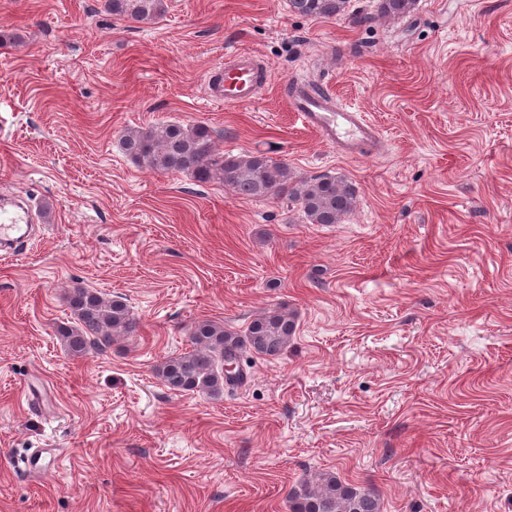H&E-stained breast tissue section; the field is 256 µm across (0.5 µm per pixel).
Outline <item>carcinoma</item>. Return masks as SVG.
<instances>
[{
  "label": "carcinoma",
  "instance_id": "cac0c4a2",
  "mask_svg": "<svg viewBox=\"0 0 512 512\" xmlns=\"http://www.w3.org/2000/svg\"><path fill=\"white\" fill-rule=\"evenodd\" d=\"M116 18L149 22L160 15L164 0H103ZM348 0H289L291 9L310 18L335 17ZM121 151L140 167L159 173H188L202 184L220 183L243 197L285 196L300 206L311 224H338L356 203L353 185L343 177L297 178L288 165L267 153L241 156L217 152L213 131L204 124L168 123L131 130L120 136ZM67 301L79 327L62 332L74 357L92 348L104 349L118 338L138 334L140 323L121 299L107 298L83 287L70 290ZM296 331L292 314L274 310L258 315L241 333L224 324L201 320L189 331L190 350L166 358L158 368L165 386L176 394L201 393L220 398L242 386L247 375L224 372V363L240 362L247 352L280 355ZM290 512H383L382 502L370 490L354 487L331 473L303 482L289 495Z\"/></svg>",
  "mask_w": 512,
  "mask_h": 512
}]
</instances>
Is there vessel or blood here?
Returning a JSON list of instances; mask_svg holds the SVG:
<instances>
[{
	"mask_svg": "<svg viewBox=\"0 0 512 512\" xmlns=\"http://www.w3.org/2000/svg\"><path fill=\"white\" fill-rule=\"evenodd\" d=\"M272 78L269 66L256 56L237 53L224 67L207 75L208 94L213 101L227 105H245L258 98L260 89ZM289 105L302 125L314 130L337 151L355 156H377L384 138L380 128L364 113L336 104L326 94L314 90L309 80L297 78L290 83ZM30 235V206L20 199H0V253L12 255Z\"/></svg>",
	"mask_w": 512,
	"mask_h": 512,
	"instance_id": "1",
	"label": "vessel or blood"
}]
</instances>
